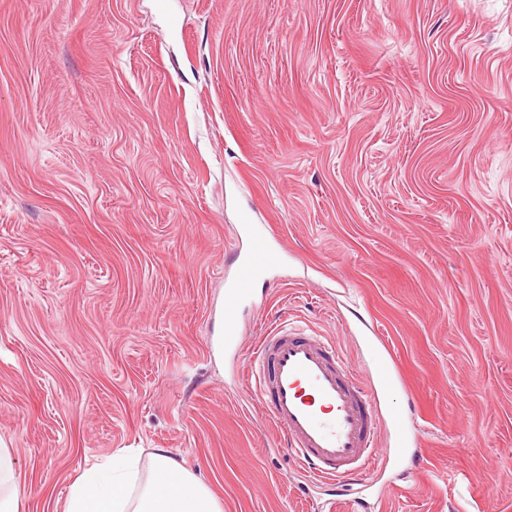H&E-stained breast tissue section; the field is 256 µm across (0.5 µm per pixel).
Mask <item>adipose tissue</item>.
Wrapping results in <instances>:
<instances>
[{"label": "adipose tissue", "instance_id": "1", "mask_svg": "<svg viewBox=\"0 0 512 512\" xmlns=\"http://www.w3.org/2000/svg\"><path fill=\"white\" fill-rule=\"evenodd\" d=\"M10 443L0 438V512H20L23 489ZM64 512H222L210 488L166 449L141 464L123 448L72 481Z\"/></svg>", "mask_w": 512, "mask_h": 512}]
</instances>
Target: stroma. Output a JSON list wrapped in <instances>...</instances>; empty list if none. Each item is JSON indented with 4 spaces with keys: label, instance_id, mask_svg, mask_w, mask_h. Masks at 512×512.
Wrapping results in <instances>:
<instances>
[{
    "label": "stroma",
    "instance_id": "35a3bbf8",
    "mask_svg": "<svg viewBox=\"0 0 512 512\" xmlns=\"http://www.w3.org/2000/svg\"><path fill=\"white\" fill-rule=\"evenodd\" d=\"M238 315L381 337L421 430L382 512H512V0H0V438L20 512L168 449L223 512H323L238 385ZM246 248L239 252V263L232 280L224 289V343L232 347L236 340L235 315L241 303L249 296L254 280L267 274L282 261V252L274 245L270 231L242 224Z\"/></svg>",
    "mask_w": 512,
    "mask_h": 512
}]
</instances>
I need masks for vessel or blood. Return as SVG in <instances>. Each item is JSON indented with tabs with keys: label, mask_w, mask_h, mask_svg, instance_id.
Segmentation results:
<instances>
[{
	"label": "vessel or blood",
	"mask_w": 512,
	"mask_h": 512,
	"mask_svg": "<svg viewBox=\"0 0 512 512\" xmlns=\"http://www.w3.org/2000/svg\"><path fill=\"white\" fill-rule=\"evenodd\" d=\"M246 248L224 289V343L236 340L235 315L254 280L282 261L271 232L246 224ZM384 342L372 346L376 382L363 386L351 365L319 335H308L279 321L267 329L255 349L244 355L243 378L281 432V445L307 468L308 487L370 486L373 475L410 446L418 432L395 425L393 447L379 449L378 432L394 412L383 405L404 380L395 372Z\"/></svg>",
	"instance_id": "b4317fda"
}]
</instances>
